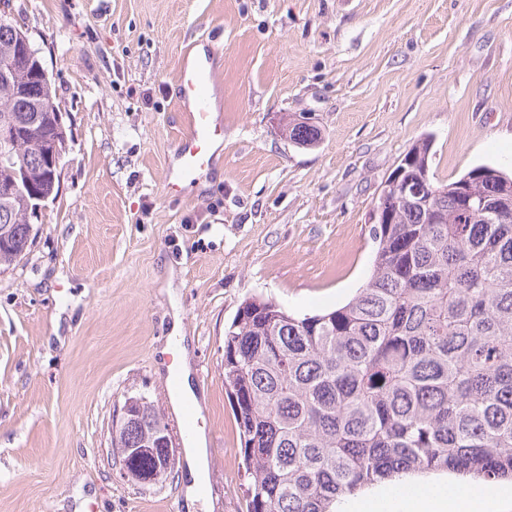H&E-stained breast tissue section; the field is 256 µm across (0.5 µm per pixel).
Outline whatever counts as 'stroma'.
Here are the masks:
<instances>
[{"instance_id": "stroma-1", "label": "stroma", "mask_w": 512, "mask_h": 512, "mask_svg": "<svg viewBox=\"0 0 512 512\" xmlns=\"http://www.w3.org/2000/svg\"><path fill=\"white\" fill-rule=\"evenodd\" d=\"M56 89L68 142L34 239L0 269V512H247L224 390V330L248 298L299 315L367 280L369 213L412 144L429 174L512 172V0H10ZM220 52L224 139L204 184L165 191L186 131L185 51ZM314 117L294 145L280 120ZM190 340L203 498H185L170 402L171 305ZM149 398L175 468L141 487L111 443ZM309 117L288 118L282 125V134L293 144L307 147L317 144L322 138V132Z\"/></svg>"}]
</instances>
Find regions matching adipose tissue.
I'll return each mask as SVG.
<instances>
[{"label": "adipose tissue", "instance_id": "adipose-tissue-1", "mask_svg": "<svg viewBox=\"0 0 512 512\" xmlns=\"http://www.w3.org/2000/svg\"><path fill=\"white\" fill-rule=\"evenodd\" d=\"M171 338L179 346L178 360L172 366L179 379L173 401L179 406L196 402L190 349L177 314L172 317ZM511 498L512 491L502 488L477 496L457 488L447 491L438 485L406 482L395 491L381 487L374 495L352 502L350 508L352 512H496L500 503Z\"/></svg>", "mask_w": 512, "mask_h": 512}]
</instances>
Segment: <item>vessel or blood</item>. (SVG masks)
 Returning a JSON list of instances; mask_svg holds the SVG:
<instances>
[{
  "instance_id": "obj_1",
  "label": "vessel or blood",
  "mask_w": 512,
  "mask_h": 512,
  "mask_svg": "<svg viewBox=\"0 0 512 512\" xmlns=\"http://www.w3.org/2000/svg\"><path fill=\"white\" fill-rule=\"evenodd\" d=\"M214 78V54L192 52L184 57L177 77L178 101L190 119V131L177 145V166L165 183L168 193H178L204 177L212 163L210 147L224 135L223 125L212 115Z\"/></svg>"
}]
</instances>
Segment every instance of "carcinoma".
I'll list each match as a JSON object with an SVG mask.
<instances>
[{"instance_id":"cac0c4a2","label":"carcinoma","mask_w":512,"mask_h":512,"mask_svg":"<svg viewBox=\"0 0 512 512\" xmlns=\"http://www.w3.org/2000/svg\"><path fill=\"white\" fill-rule=\"evenodd\" d=\"M21 29L0 14V64ZM39 58L0 81V120L23 135L0 161V266L32 242L25 169L47 196L58 190L29 154L31 139L66 128L33 118L51 83ZM293 144H317L311 118H290ZM432 141L404 155L402 180L423 196L391 202L366 283L346 304L292 313L270 300L241 303L224 332V386L246 461L248 512H336L347 495L406 474L455 473L491 491L512 482V176L478 166L456 181L423 175ZM112 429L128 468L151 473L166 426L151 401Z\"/></svg>"}]
</instances>
